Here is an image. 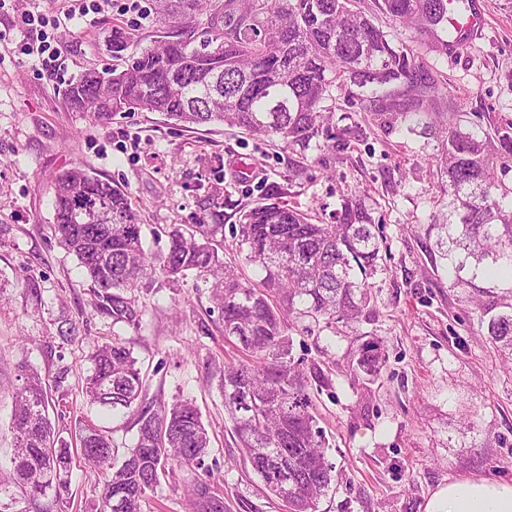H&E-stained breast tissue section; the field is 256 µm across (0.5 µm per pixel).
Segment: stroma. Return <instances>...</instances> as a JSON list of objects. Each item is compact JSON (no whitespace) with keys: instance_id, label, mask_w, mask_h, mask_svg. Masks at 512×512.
I'll list each match as a JSON object with an SVG mask.
<instances>
[{"instance_id":"obj_1","label":"stroma","mask_w":512,"mask_h":512,"mask_svg":"<svg viewBox=\"0 0 512 512\" xmlns=\"http://www.w3.org/2000/svg\"><path fill=\"white\" fill-rule=\"evenodd\" d=\"M481 3L480 38L450 55L431 50L428 38L394 23L374 0L359 2L394 49H411L426 63L439 83L441 108L462 114V129L480 134L512 121V0ZM53 7L54 0H7L0 37L28 40L26 13ZM116 23L133 29L144 46L158 33L155 14L108 9L56 30L55 72L25 55L0 58V458L12 448L11 394L24 366L44 376L69 367L65 408H48L58 428L73 432L81 419L111 433L116 446L130 442L134 415L103 413L76 388L90 366L87 342L117 337L137 359L148 398L190 399L199 407L224 512H286L263 492L231 432L221 383L225 363L239 353L211 312L209 288L191 276L174 283L155 272L137 292L138 321L116 323L94 310L91 281L53 226L55 177L80 163L127 191L155 254L167 246L166 228L201 223L205 199L220 203L229 227L264 202L274 183L320 222L334 223L343 199L353 198L382 225L385 269L371 280L372 321L333 331L305 321L291 331V360L307 371L322 369L328 379L312 388L334 466L317 512H424L448 481L512 482V357L498 352L487 320L474 310L476 300L492 303L512 282L454 270L430 254L434 225L458 221L439 170V130L423 123L380 129L337 85L323 105L345 135L339 149L320 138L288 148L221 124L186 130L156 112L103 122L70 111L66 82L115 65ZM23 274L29 285L19 284ZM68 319L85 343L59 339ZM368 343L385 356L374 377L354 357ZM191 478V471L175 469L147 494L142 512H189L184 486Z\"/></svg>"}]
</instances>
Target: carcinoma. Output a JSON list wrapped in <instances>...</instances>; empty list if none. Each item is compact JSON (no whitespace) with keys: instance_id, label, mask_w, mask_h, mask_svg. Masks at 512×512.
I'll return each instance as SVG.
<instances>
[{"instance_id":"obj_1","label":"carcinoma","mask_w":512,"mask_h":512,"mask_svg":"<svg viewBox=\"0 0 512 512\" xmlns=\"http://www.w3.org/2000/svg\"><path fill=\"white\" fill-rule=\"evenodd\" d=\"M451 0H375L395 20H411L434 48L448 52ZM357 0H156L166 34L125 59L122 68L89 69L65 84L63 98L74 112L110 120L123 112H158L178 124L222 123L286 146L336 136L324 128L321 103L327 89L350 80L356 98L381 128L433 119L444 128L442 164L458 202L460 232L435 224L440 257L455 243L456 268L484 260L512 275V121L483 135L462 130L451 114L435 109L439 84L406 49L355 7ZM208 12L207 26L192 18ZM132 33L117 29L112 56L127 49ZM211 224L168 232L167 250L145 249L140 210L117 185L77 164L57 176L54 228L91 278L96 308L115 322L133 323L140 310L136 291L158 270L177 282L193 274L210 284L224 338L235 339L245 358L224 372V408L243 459L263 489L288 512H316L332 480L323 431L318 427L307 373L288 359V331L300 320L326 326L372 318L369 283L380 268L383 238L357 201L346 199L334 224H315L298 203L258 204L232 225V237L259 268V285L223 266L222 214L207 204ZM505 312L488 321L494 344L512 347V291L497 297ZM90 368L81 378L86 403L108 412L137 415L134 441L122 457L111 437L84 424L67 439L49 417L52 394L65 400L69 369L52 379L24 368L13 390L10 429L13 451L0 462V493L23 502L25 512H67L73 457L104 475L93 512H141V502L173 473L195 472L187 490L192 512H224V498L206 465L209 436L198 408L186 399L168 405L145 401L146 378L121 340L88 344ZM368 376L383 364L378 347L358 352ZM288 449V484L277 468L278 449Z\"/></svg>"}]
</instances>
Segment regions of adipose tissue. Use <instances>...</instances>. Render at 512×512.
I'll use <instances>...</instances> for the list:
<instances>
[{
    "mask_svg": "<svg viewBox=\"0 0 512 512\" xmlns=\"http://www.w3.org/2000/svg\"><path fill=\"white\" fill-rule=\"evenodd\" d=\"M425 512H512V482L488 478L448 482L430 498Z\"/></svg>",
    "mask_w": 512,
    "mask_h": 512,
    "instance_id": "adipose-tissue-1",
    "label": "adipose tissue"
}]
</instances>
